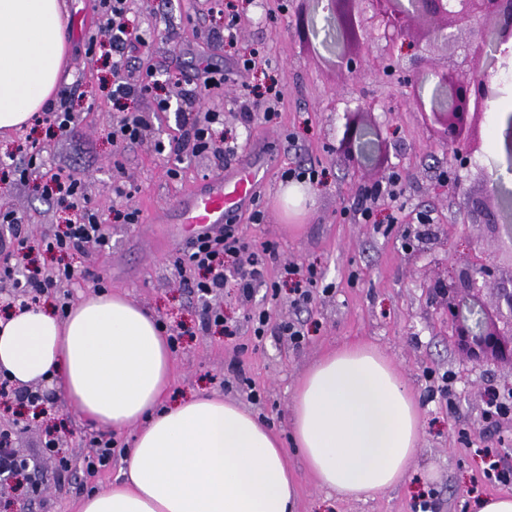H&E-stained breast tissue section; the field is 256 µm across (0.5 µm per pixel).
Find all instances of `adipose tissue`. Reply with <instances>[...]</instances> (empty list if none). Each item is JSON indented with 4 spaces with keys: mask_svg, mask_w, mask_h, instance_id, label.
I'll list each match as a JSON object with an SVG mask.
<instances>
[{
    "mask_svg": "<svg viewBox=\"0 0 512 512\" xmlns=\"http://www.w3.org/2000/svg\"><path fill=\"white\" fill-rule=\"evenodd\" d=\"M63 0H0V134L53 97L65 54ZM174 359L155 319L96 294L0 318V372L18 387L57 382L91 427L136 426L123 481L77 512H295L298 485L277 434L216 394L168 403ZM294 446L329 494L368 500L400 484L416 452L420 403L364 343L320 356L292 390Z\"/></svg>",
    "mask_w": 512,
    "mask_h": 512,
    "instance_id": "obj_1",
    "label": "adipose tissue"
}]
</instances>
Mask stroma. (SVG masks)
<instances>
[{"mask_svg": "<svg viewBox=\"0 0 512 512\" xmlns=\"http://www.w3.org/2000/svg\"><path fill=\"white\" fill-rule=\"evenodd\" d=\"M212 0H128L132 26L142 31L166 28L169 39L156 37L139 47L134 63L155 70L170 98L169 111H157L153 99L112 101L109 59H91L88 38L102 27L93 0H65L67 52L60 95L69 99L77 126L67 137L50 136L46 125L30 124L9 139L0 140V161L23 166L16 145L30 138L42 143L49 159L78 172L91 206L104 212L108 248L87 246L84 252L48 253L41 241L54 235L65 220L54 199L35 181L0 188V208L23 216L34 247L29 263L43 269L63 264L75 267L65 284L71 301L101 291L126 297L153 314L180 336L175 355L173 396L203 387L245 404L282 437H290L291 393L303 373L324 352L337 345L362 341L376 346L394 363L422 406L418 448L403 481L367 501L340 500L322 490L306 470L301 456L289 451L288 466L299 480L297 512H413L421 495L432 496L435 512H471L473 501L498 494L512 495L511 483L484 478L481 449L488 448L512 465V431L483 427L484 402L480 390L488 384L512 380V369L468 363L457 352L443 317L430 299V287L447 277L472 240L485 236L461 204L459 193L442 180L453 165V154L424 125L412 99L411 85L388 75L378 61L390 56L408 64L410 44L387 52L374 31H360L359 45L351 46L355 69L338 65L331 51L334 31L325 13L309 11L305 0H230L236 20L237 43L225 46L219 34L224 15L211 8ZM259 51L261 63L250 71L236 66L239 57ZM225 77L207 97L188 100L182 81L203 66ZM278 84L283 97L271 121L244 124L234 92L249 85ZM360 108L387 132V159L381 167L349 168L333 147L342 133L347 111ZM219 112L217 133L209 149L198 151L182 123L186 112ZM145 118L147 140L116 149L110 132L126 111ZM506 113L489 110L480 125L487 141L476 166L466 175L469 195L481 193L480 173H494L503 195L512 196V165L499 139L506 129ZM234 143V153L224 146ZM256 158L264 167L265 184L258 207L262 223L249 221L250 209L236 222L243 236L276 243L282 262L269 266L266 276L280 280L282 263L314 268L326 294H317L307 309L296 310L288 289L270 298L257 287L250 305H243L236 289L198 300L188 272L178 277L174 261L186 247L185 236L173 225L154 224L152 212L168 210L199 183ZM178 166L179 178L168 170ZM314 166L323 174L319 184H303V195L284 203L283 170ZM399 175L405 190L402 209L374 208V223L358 224L343 218L345 206L361 199L363 187ZM124 179L132 197L116 195L113 184ZM139 210L135 224L114 222L113 214ZM398 223H391V216ZM222 309L238 326L225 336L219 326H203L205 307ZM265 308L273 324L261 343H254L244 316L247 308ZM301 319L307 336L293 343L278 325ZM455 379L454 405L431 396L443 373ZM249 378L260 395L252 403L241 378ZM45 404L61 429L69 469L43 452L46 424L30 412H19L17 396L0 400V429L9 430L14 448L40 467L46 489L26 501L25 512H75L87 486L105 488L121 480L124 459L111 469L87 475L82 460L97 432L67 406L59 390L44 385Z\"/></svg>", "mask_w": 512, "mask_h": 512, "instance_id": "1", "label": "stroma"}]
</instances>
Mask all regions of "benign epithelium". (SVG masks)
<instances>
[{"mask_svg":"<svg viewBox=\"0 0 512 512\" xmlns=\"http://www.w3.org/2000/svg\"><path fill=\"white\" fill-rule=\"evenodd\" d=\"M358 0H312L313 11H326L339 26L334 53L343 61L368 24L385 41L386 48L413 37L416 25L427 27L429 37L447 49L460 51V60L443 67L430 65L417 71L402 70L401 81L423 86L433 83L429 102L415 98L418 109L429 112L427 125L454 149L456 167L467 169L471 158L482 152L479 126L490 104L502 96L484 64L489 41L512 47V0H363L365 10L355 12ZM384 141L379 127L367 123L363 112L347 115L339 150L351 163H380ZM481 212L493 235L496 251L512 254V199L501 196L490 176H485ZM493 287V300L485 297ZM432 299L448 321V328L468 361L475 364H507L512 368V265L474 249L459 260L448 280L433 285ZM21 482L41 490L39 466H24L0 476V490H12Z\"/></svg>","mask_w":512,"mask_h":512,"instance_id":"benign-epithelium-1","label":"benign epithelium"}]
</instances>
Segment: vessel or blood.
I'll use <instances>...</instances> for the list:
<instances>
[{
	"label": "vessel or blood",
	"mask_w": 512,
	"mask_h": 512,
	"mask_svg": "<svg viewBox=\"0 0 512 512\" xmlns=\"http://www.w3.org/2000/svg\"><path fill=\"white\" fill-rule=\"evenodd\" d=\"M264 178L253 163L210 178L205 185L181 197L174 205L175 221L191 234L213 233L231 223L248 205Z\"/></svg>",
	"instance_id": "vessel-or-blood-1"
}]
</instances>
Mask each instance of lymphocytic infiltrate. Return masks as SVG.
Masks as SVG:
<instances>
[{
  "mask_svg": "<svg viewBox=\"0 0 512 512\" xmlns=\"http://www.w3.org/2000/svg\"><path fill=\"white\" fill-rule=\"evenodd\" d=\"M93 8L106 20L112 51L113 101L154 93L159 86L154 71L143 72L130 64L132 52L145 43L146 37L130 27L127 0H94ZM22 152L27 164L19 170V178L32 174L42 177L44 192L54 196L69 213L64 231L47 240L46 249L79 251L90 243L106 247L108 240L103 232L102 218L98 210L90 206L77 172L49 164L44 158V147L36 142L26 144ZM21 223L16 212H0V229L11 236L13 245L11 251L0 257V278L11 280L17 298L26 306L57 293L64 282L75 277L76 271L66 266L42 277L19 275L18 263L25 260L28 248V239L20 231ZM279 259L275 244L250 241L235 225L228 224L218 234L191 240L176 260L175 270L180 273L191 267L201 271V278L193 284V290L201 300L222 291L228 280H235L240 300L249 305L246 321L254 339L259 341L268 331L270 314L265 309L251 308L250 302L259 284L265 285L271 295H278V283L266 282L265 272L268 266L279 263Z\"/></svg>",
  "mask_w": 512,
  "mask_h": 512,
  "instance_id": "f902f5d3",
  "label": "lymphocytic infiltrate"
}]
</instances>
